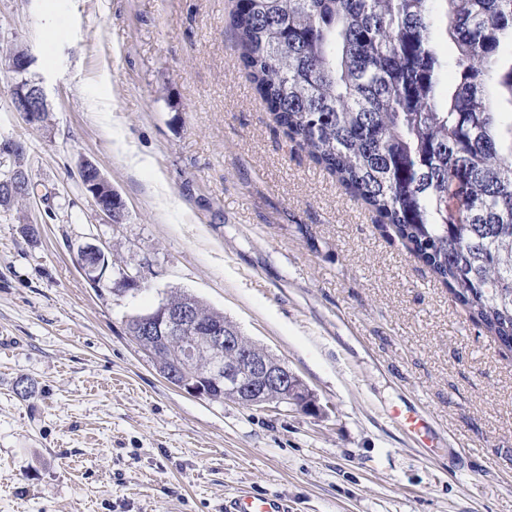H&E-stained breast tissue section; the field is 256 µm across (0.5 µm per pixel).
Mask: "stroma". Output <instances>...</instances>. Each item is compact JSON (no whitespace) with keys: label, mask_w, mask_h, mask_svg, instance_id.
<instances>
[{"label":"stroma","mask_w":512,"mask_h":512,"mask_svg":"<svg viewBox=\"0 0 512 512\" xmlns=\"http://www.w3.org/2000/svg\"><path fill=\"white\" fill-rule=\"evenodd\" d=\"M231 0H0V512H512V352L293 147L241 69ZM33 58L48 117L12 111ZM122 197L109 223L80 178ZM140 288L90 285L80 246ZM189 293L283 360L314 416L170 384L129 316ZM416 413L412 428L402 414ZM91 169H95L96 172H92V176L89 178L82 179V173L85 172V170L87 173V170ZM80 170L82 171L81 179L83 186L98 210L105 214L112 224H123L127 219L128 212L125 203H122L120 207L115 209L112 207L113 195L118 194L112 188V184L106 179L97 166L91 162H83ZM118 196L121 198L119 194ZM288 502L280 497L243 490L224 500V512H289Z\"/></svg>","instance_id":"1"}]
</instances>
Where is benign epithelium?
<instances>
[{
	"instance_id": "benign-epithelium-1",
	"label": "benign epithelium",
	"mask_w": 512,
	"mask_h": 512,
	"mask_svg": "<svg viewBox=\"0 0 512 512\" xmlns=\"http://www.w3.org/2000/svg\"><path fill=\"white\" fill-rule=\"evenodd\" d=\"M31 58L19 50L8 58V69L16 74L27 71ZM12 111L23 114L29 125L41 124L47 100L39 83L15 85L11 95ZM94 170L82 180L94 204L113 224L127 219L126 205L112 207L116 191L96 165L85 161L81 170ZM78 264L88 281L98 287L105 282L108 254L100 246L88 243L78 250ZM137 344L154 355L165 345L180 342L182 351L174 362L159 366L162 376L187 393L214 401L228 400L256 409L292 408L320 412L314 395L303 381L280 359L267 351L243 343L240 332L228 326H208L199 322L189 305L177 306L161 301L137 321ZM207 357L203 370L196 368L198 355Z\"/></svg>"
}]
</instances>
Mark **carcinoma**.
<instances>
[{
  "mask_svg": "<svg viewBox=\"0 0 512 512\" xmlns=\"http://www.w3.org/2000/svg\"><path fill=\"white\" fill-rule=\"evenodd\" d=\"M229 25L289 141L512 351V0H239Z\"/></svg>",
  "mask_w": 512,
  "mask_h": 512,
  "instance_id": "carcinoma-1",
  "label": "carcinoma"
}]
</instances>
